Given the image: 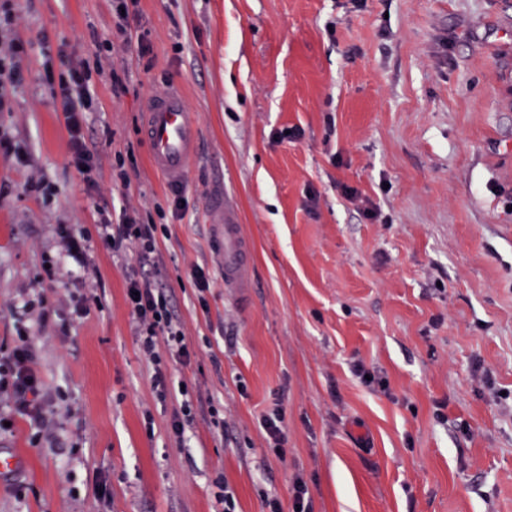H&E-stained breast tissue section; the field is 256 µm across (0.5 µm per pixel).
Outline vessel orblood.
<instances>
[{"mask_svg":"<svg viewBox=\"0 0 512 512\" xmlns=\"http://www.w3.org/2000/svg\"><path fill=\"white\" fill-rule=\"evenodd\" d=\"M145 133L151 144L153 168L168 183H181L198 142V129L189 117L182 92H158L149 99ZM208 212L211 247L224 266V285L245 296L249 286L245 265L248 242L237 214L221 196L211 198Z\"/></svg>","mask_w":512,"mask_h":512,"instance_id":"1","label":"vessel or blood"}]
</instances>
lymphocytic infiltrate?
<instances>
[{
  "label": "lymphocytic infiltrate",
  "instance_id": "lymphocytic-infiltrate-1",
  "mask_svg": "<svg viewBox=\"0 0 512 512\" xmlns=\"http://www.w3.org/2000/svg\"><path fill=\"white\" fill-rule=\"evenodd\" d=\"M59 68H46L45 79L51 90L55 111L61 112L68 133L66 160L80 171L87 188H94L100 162L96 149L87 142L84 128L87 116L95 109L90 91L93 73L102 72L101 63L76 59L65 49L57 51ZM181 197H174L168 207L157 208L155 218L142 219L137 214L116 213L95 208L92 218L96 231L120 261L125 277V300L130 309L134 333L143 354L154 366L153 388L159 398L169 391L170 369L185 370L195 352L186 342L184 325L173 309V292L161 273L160 233L166 232L167 217H179ZM60 255L77 272H88L92 259L83 228L60 224L55 229ZM47 323L45 301L23 295L17 311V334L9 349H0V431L7 416L28 419L37 429L36 440H52L53 421L48 418L45 383L37 369L39 348L35 332ZM183 402L175 412L170 432L176 442H183L188 430L198 420L220 428L224 418L216 406H204L195 388L182 387Z\"/></svg>",
  "mask_w": 512,
  "mask_h": 512
}]
</instances>
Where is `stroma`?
<instances>
[{"label": "stroma", "instance_id": "stroma-1", "mask_svg": "<svg viewBox=\"0 0 512 512\" xmlns=\"http://www.w3.org/2000/svg\"><path fill=\"white\" fill-rule=\"evenodd\" d=\"M12 8L0 41L29 55L0 108V347L19 294L36 289L58 441L34 443L26 420L0 437L20 459L0 512H216L219 474L237 512H263L265 492L288 500L297 475L313 512H512V0H139L143 57L116 41L109 0ZM109 41L85 129L102 164L89 191L66 161L42 45L90 58ZM165 89L184 93L200 141L179 186L185 215L161 241L196 356L162 402L91 212L144 217L172 199L144 131ZM118 152L125 185L111 177ZM33 174L56 186L50 200L25 191ZM221 194L250 243L243 299L210 249ZM58 224L92 236L85 283L45 275ZM197 265L211 277L205 311ZM80 285L90 313L74 320L61 300ZM356 360L387 391L354 376ZM183 381L223 407V433L202 421L171 437ZM276 395L282 460L265 456L259 424Z\"/></svg>", "mask_w": 512, "mask_h": 512}]
</instances>
